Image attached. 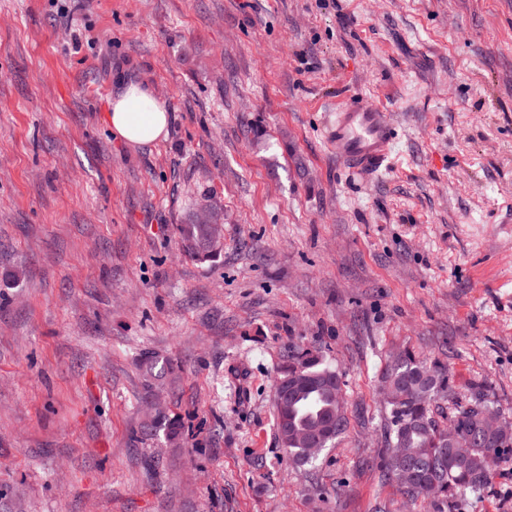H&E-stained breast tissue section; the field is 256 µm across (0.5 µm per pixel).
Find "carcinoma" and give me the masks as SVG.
Segmentation results:
<instances>
[{
  "label": "carcinoma",
  "mask_w": 512,
  "mask_h": 512,
  "mask_svg": "<svg viewBox=\"0 0 512 512\" xmlns=\"http://www.w3.org/2000/svg\"><path fill=\"white\" fill-rule=\"evenodd\" d=\"M178 231L188 256L212 260L220 255L221 225L181 224ZM297 363L304 366L306 382L288 395L287 401H275V426L279 445L288 446V461L304 467L312 460L294 437L328 425L339 416V430L325 438L329 447L345 433L348 420L346 414L338 412L336 370L309 349L291 355L289 364ZM383 379L410 390L409 401L400 407L390 406L387 437L376 463L382 478L402 498L426 499L431 512H462L460 492L481 493L490 486L496 467L512 465V435L485 433L478 426L476 414L463 405L455 411L452 422L465 441L453 454L444 449L442 441L448 425L436 419L433 403L451 391L446 366L424 362L405 350L384 369ZM395 448L402 449V455H393ZM436 486L442 489L439 497L432 493Z\"/></svg>",
  "instance_id": "cac0c4a2"
}]
</instances>
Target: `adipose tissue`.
Listing matches in <instances>:
<instances>
[{"label":"adipose tissue","instance_id":"1","mask_svg":"<svg viewBox=\"0 0 512 512\" xmlns=\"http://www.w3.org/2000/svg\"><path fill=\"white\" fill-rule=\"evenodd\" d=\"M116 137L131 145L147 146L164 141L169 132V112L144 84L130 82L114 96L107 114Z\"/></svg>","mask_w":512,"mask_h":512}]
</instances>
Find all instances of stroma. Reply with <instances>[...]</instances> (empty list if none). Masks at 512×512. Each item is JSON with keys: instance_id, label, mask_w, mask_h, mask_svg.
Masks as SVG:
<instances>
[{"instance_id": "35a3bbf8", "label": "stroma", "mask_w": 512, "mask_h": 512, "mask_svg": "<svg viewBox=\"0 0 512 512\" xmlns=\"http://www.w3.org/2000/svg\"><path fill=\"white\" fill-rule=\"evenodd\" d=\"M129 80L165 141L112 136ZM353 96L394 128L372 173L325 137ZM299 348L349 420L301 469ZM406 348L448 367L436 418L480 385L512 420V0H0V512H428L371 465ZM466 502L512 512V465ZM221 224H181L178 231L184 252L198 260H212L221 253ZM289 364L283 374L275 383V426L276 438L279 445H288V452L285 451L288 461L298 467L309 465L314 460L307 458L303 448H307L310 455L317 457L325 448L322 447L323 431L305 434L310 430H318L324 425L332 423L337 416L342 421L338 432L333 429L325 438L326 448L330 447L340 435L345 433L348 420L346 411L343 414L338 412V402L345 407L341 383L338 374L321 356L315 351L301 349L292 354ZM304 366V370L300 365ZM295 365L288 373V392L304 382L300 388L288 395V400L281 402L277 399L279 383L285 380L288 367ZM304 371V373H303ZM305 374V375H304ZM336 377V383L334 378ZM301 436L302 447L294 442V437Z\"/></svg>"}]
</instances>
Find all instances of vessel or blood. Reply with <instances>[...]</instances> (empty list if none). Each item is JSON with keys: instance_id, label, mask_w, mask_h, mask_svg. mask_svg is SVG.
I'll use <instances>...</instances> for the list:
<instances>
[{"instance_id": "vessel-or-blood-1", "label": "vessel or blood", "mask_w": 512, "mask_h": 512, "mask_svg": "<svg viewBox=\"0 0 512 512\" xmlns=\"http://www.w3.org/2000/svg\"><path fill=\"white\" fill-rule=\"evenodd\" d=\"M337 157L349 168L378 170L389 158L393 127L380 109L358 100L345 103L327 130Z\"/></svg>"}]
</instances>
